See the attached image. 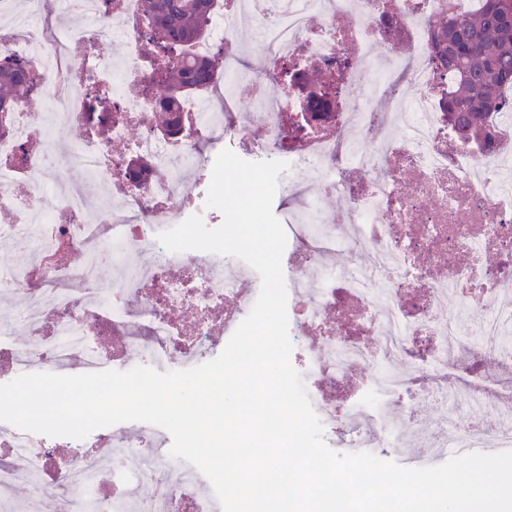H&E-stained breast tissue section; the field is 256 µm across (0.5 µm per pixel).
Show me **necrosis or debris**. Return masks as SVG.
Wrapping results in <instances>:
<instances>
[{
    "label": "necrosis or debris",
    "instance_id": "4bbe7bcc",
    "mask_svg": "<svg viewBox=\"0 0 512 512\" xmlns=\"http://www.w3.org/2000/svg\"><path fill=\"white\" fill-rule=\"evenodd\" d=\"M387 0H237L235 11L213 22L210 36L195 46L199 55L223 47L236 53L239 22L248 19L262 46L261 58L240 64L230 94L250 93L256 111L246 122L211 111L206 101L187 102L196 120L188 136L164 140L148 131L150 104L139 92L146 79L132 51L142 31L138 0H32L34 8L0 28V53L26 59L43 75V89L59 114L55 125L17 105L10 131L0 136V240L29 239L38 253L27 267L0 265V292L12 294L0 311V362L14 375L32 367L57 371L81 364L83 371H127L137 366L177 370L214 358L217 319L238 327L259 294L255 270L234 256L189 250L168 251L160 233L196 213L206 197L186 181L211 145L236 137L253 153L295 169L314 164L320 180L294 211L284 213V230L296 244V260L283 268L291 287L289 336L294 368L305 385H319L311 397L314 413L341 452L385 449L404 466L427 465L422 449L439 456L483 448H511L512 431L485 422L493 408L512 419V401L499 394L501 379L486 369L489 360H512V185L500 175L496 157L452 145L436 99L437 75L416 55L384 75L370 61L381 43L380 19ZM406 34L424 42L427 23L440 4L464 12L469 0H388ZM77 12L94 26L80 33L49 27L52 15ZM119 34L131 57L117 69L112 56L96 51L99 39ZM306 52L323 66L349 58L344 86H362L363 96L346 98L335 124L313 127L299 147L288 144L281 113L296 108L273 66ZM94 83L113 92L127 121L143 124L132 154L151 159L152 170L129 173L121 155L88 135L67 144V124L83 119L86 100L69 84ZM419 94L404 103L401 86ZM41 139L40 151L13 160L20 148ZM62 154L106 189L90 201L83 190L53 191L46 155ZM414 173L410 188H399L394 173ZM24 192H16V184ZM348 201L345 226L325 223L324 199ZM82 252L83 260L58 276L52 255L59 245ZM472 262L458 263L459 253ZM500 261L485 266L481 257ZM432 259L417 263L418 255ZM332 255L344 256L338 266ZM111 262L113 276L100 270ZM454 296L464 314L480 325L470 337L461 322L437 312ZM418 300V315L405 302ZM177 309L192 319L181 326ZM376 336L366 345L365 336ZM481 365L480 384L455 373L459 358ZM369 371L357 393L347 391V368ZM435 406L439 422L427 426L411 416L406 427L390 417L405 408L410 394ZM466 403L475 417L459 423L456 408ZM112 448V483L103 485L94 454L103 439ZM11 459L0 463V512H43L47 498L67 512H222L209 480L194 466L172 458L165 430L145 424L134 433L95 430L91 439L71 440L66 455L53 443L12 426L0 427V444ZM32 488L23 504L11 490L19 479Z\"/></svg>",
    "mask_w": 512,
    "mask_h": 512
}]
</instances>
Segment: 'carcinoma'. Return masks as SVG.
<instances>
[{"mask_svg": "<svg viewBox=\"0 0 512 512\" xmlns=\"http://www.w3.org/2000/svg\"><path fill=\"white\" fill-rule=\"evenodd\" d=\"M139 2L145 23L141 43L149 47V56L162 53L168 63L163 79L152 77L143 84L144 93L156 102L149 124L176 135L182 131L178 103L209 93L225 76L224 49L200 59L192 53L205 39L213 16L224 8V0ZM425 54L440 79V110L456 140L485 152L495 150L500 144L499 116L512 112V0H478V7L464 14L437 13L428 23ZM31 74L24 59L0 56V114L40 92ZM337 75L317 61L288 72V87L309 90L306 108L311 120L336 121ZM280 123L288 141L299 145L304 133L291 113H283Z\"/></svg>", "mask_w": 512, "mask_h": 512, "instance_id": "obj_1", "label": "carcinoma"}]
</instances>
